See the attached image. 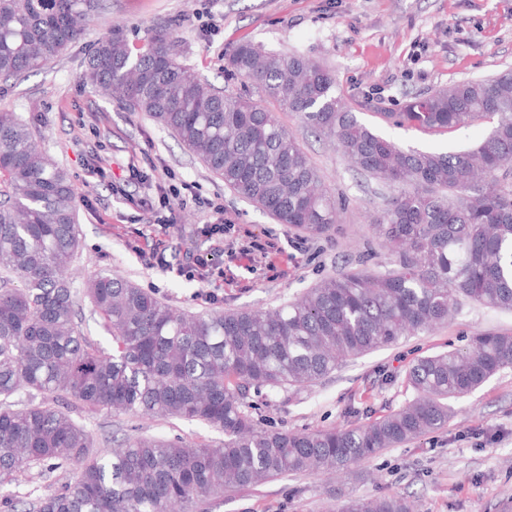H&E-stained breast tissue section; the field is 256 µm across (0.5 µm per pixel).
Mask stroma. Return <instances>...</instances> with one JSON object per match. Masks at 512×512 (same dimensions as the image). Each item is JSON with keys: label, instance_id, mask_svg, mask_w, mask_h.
Returning <instances> with one entry per match:
<instances>
[{"label": "stroma", "instance_id": "obj_1", "mask_svg": "<svg viewBox=\"0 0 512 512\" xmlns=\"http://www.w3.org/2000/svg\"><path fill=\"white\" fill-rule=\"evenodd\" d=\"M84 37L47 68L0 81V112L36 122L38 144L71 175L80 243L68 270L75 285L98 272L129 279L186 313L267 309L300 296L321 278L367 263L392 262L369 221L387 193L352 169L329 138L314 135L299 117L271 100L276 111L334 193L341 221L326 238L311 240L240 198L177 139L127 103L106 100L82 79L93 42L113 24L130 44L164 25L183 64L237 95L257 96L228 73L226 62L245 40L319 62L336 77V92L358 121L403 148L456 152L488 138L492 124L432 131L400 127L387 115L411 98L449 84L512 69V0H104ZM182 202L174 228L152 219L161 193ZM224 204L221 253L202 233L213 220L207 202ZM160 243L168 270L154 266ZM206 257L193 277L177 275L182 251ZM512 332V311L464 302L448 324L428 334L347 362L317 384L296 391L264 390L259 413L266 427L314 430L363 424L398 410L414 393L405 370L417 358L465 348L477 332ZM447 427L387 448L332 482L314 474L275 479L225 492L209 512H327L334 491L398 493L419 512H512V367L455 401ZM93 449L140 434L214 447L222 432L194 421L129 413H87Z\"/></svg>", "mask_w": 512, "mask_h": 512}]
</instances>
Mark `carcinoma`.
Returning <instances> with one entry per match:
<instances>
[{
	"label": "carcinoma",
	"instance_id": "carcinoma-1",
	"mask_svg": "<svg viewBox=\"0 0 512 512\" xmlns=\"http://www.w3.org/2000/svg\"><path fill=\"white\" fill-rule=\"evenodd\" d=\"M99 0H0V78H20L79 40ZM228 67L267 99L333 138L351 167L397 192L372 225L394 255L384 271L322 278L276 309L187 315L101 272L83 294L112 338L106 352L80 328L67 276L79 247L67 170L35 143L30 123L0 112V487L37 466L71 482L9 512H200L224 491L288 475L345 474L385 448L448 426L449 402L512 366V334L487 331L464 349L418 358L414 397L361 425L311 431L261 426L250 393L309 387L344 362L448 321L462 298L512 311V69L416 97L387 117L424 130L494 121L461 152L404 150L358 122L322 65L240 43ZM83 79L145 112L240 197L319 239L338 223L334 195L276 115L220 91L180 62L172 31L130 47L119 24L100 36ZM43 395L22 409L16 394ZM195 420L224 447L148 435L102 454L71 412ZM336 512H415L397 494L336 497Z\"/></svg>",
	"mask_w": 512,
	"mask_h": 512
}]
</instances>
